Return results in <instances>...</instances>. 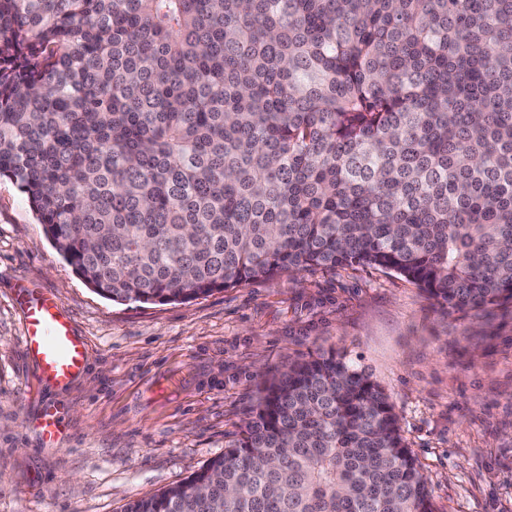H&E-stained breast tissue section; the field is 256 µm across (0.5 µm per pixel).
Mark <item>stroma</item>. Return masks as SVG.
I'll list each match as a JSON object with an SVG mask.
<instances>
[{
	"label": "stroma",
	"instance_id": "obj_1",
	"mask_svg": "<svg viewBox=\"0 0 512 512\" xmlns=\"http://www.w3.org/2000/svg\"><path fill=\"white\" fill-rule=\"evenodd\" d=\"M27 284L54 293L88 344L70 385L41 381L23 349ZM330 350L385 388L438 512H512V306L446 310L361 267L117 304L0 179V512H122L180 484L239 438L266 382ZM48 407L55 446L37 426ZM38 427L41 437L46 444L55 445L61 439V429L57 410L46 408L39 418Z\"/></svg>",
	"mask_w": 512,
	"mask_h": 512
}]
</instances>
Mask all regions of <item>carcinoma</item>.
I'll return each instance as SVG.
<instances>
[{"label": "carcinoma", "mask_w": 512, "mask_h": 512, "mask_svg": "<svg viewBox=\"0 0 512 512\" xmlns=\"http://www.w3.org/2000/svg\"><path fill=\"white\" fill-rule=\"evenodd\" d=\"M117 303L392 271L512 304V0H0V178ZM124 512H436L335 351Z\"/></svg>", "instance_id": "cac0c4a2"}]
</instances>
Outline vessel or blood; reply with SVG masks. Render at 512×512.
I'll return each mask as SVG.
<instances>
[{"label": "vessel or blood", "mask_w": 512, "mask_h": 512, "mask_svg": "<svg viewBox=\"0 0 512 512\" xmlns=\"http://www.w3.org/2000/svg\"><path fill=\"white\" fill-rule=\"evenodd\" d=\"M17 301L25 318L23 347L34 360L39 378L57 386L71 384L85 369L87 344L76 332L68 311L55 294L38 288H19ZM38 427L46 444L59 442L57 410L45 409Z\"/></svg>", "instance_id": "vessel-or-blood-1"}]
</instances>
